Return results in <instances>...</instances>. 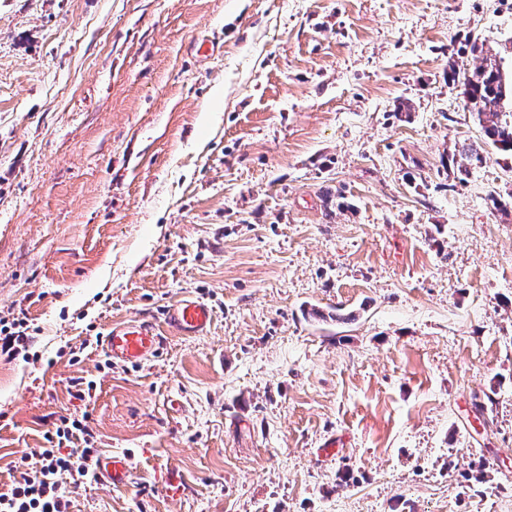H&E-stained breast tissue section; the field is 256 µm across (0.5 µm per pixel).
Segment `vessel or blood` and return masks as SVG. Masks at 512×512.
Here are the masks:
<instances>
[{
    "mask_svg": "<svg viewBox=\"0 0 512 512\" xmlns=\"http://www.w3.org/2000/svg\"><path fill=\"white\" fill-rule=\"evenodd\" d=\"M212 317L213 309L208 303L188 296L167 308L164 330H157L152 322L142 319L117 324L105 336L103 349L115 363L138 364L156 354L162 333L197 336L207 331ZM94 472L100 485L124 486L130 473V459L125 454L99 457Z\"/></svg>",
    "mask_w": 512,
    "mask_h": 512,
    "instance_id": "1",
    "label": "vessel or blood"
}]
</instances>
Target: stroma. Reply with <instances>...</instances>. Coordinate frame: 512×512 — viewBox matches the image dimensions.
<instances>
[{
    "mask_svg": "<svg viewBox=\"0 0 512 512\" xmlns=\"http://www.w3.org/2000/svg\"><path fill=\"white\" fill-rule=\"evenodd\" d=\"M469 37L511 74L512 0H0V315L34 338L0 493L85 414L132 468L63 476L67 512H512V157L448 163ZM186 296L206 334L104 353ZM162 336L155 325L137 319L113 325L104 338L105 353L118 364H140L153 357Z\"/></svg>",
    "mask_w": 512,
    "mask_h": 512,
    "instance_id": "1",
    "label": "stroma"
}]
</instances>
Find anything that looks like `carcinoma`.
I'll list each match as a JSON object with an SVG mask.
<instances>
[{
  "mask_svg": "<svg viewBox=\"0 0 512 512\" xmlns=\"http://www.w3.org/2000/svg\"><path fill=\"white\" fill-rule=\"evenodd\" d=\"M481 55V62L474 70L458 69L456 61L448 60V80L457 84L461 95L474 101L472 110L477 114L483 143L499 152L512 156V110L505 111V102L512 99V80H507L500 63L495 58L483 56V45L478 40H467L458 53ZM461 162L457 165L459 181L469 176L471 169L482 164L484 155L473 144H464L460 150Z\"/></svg>",
  "mask_w": 512,
  "mask_h": 512,
  "instance_id": "1",
  "label": "carcinoma"
}]
</instances>
